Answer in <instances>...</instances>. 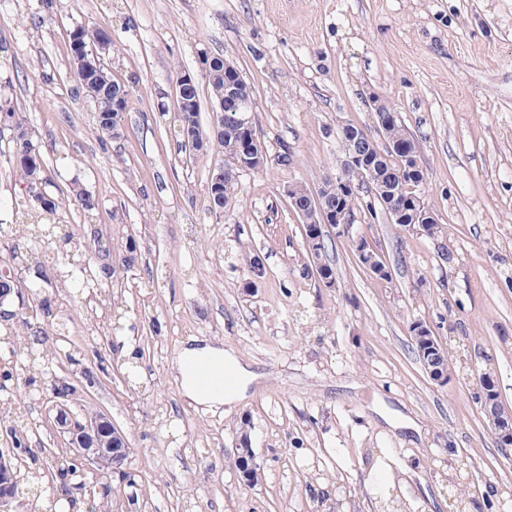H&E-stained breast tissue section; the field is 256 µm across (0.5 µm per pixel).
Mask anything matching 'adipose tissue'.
Returning <instances> with one entry per match:
<instances>
[{"label": "adipose tissue", "instance_id": "adipose-tissue-1", "mask_svg": "<svg viewBox=\"0 0 512 512\" xmlns=\"http://www.w3.org/2000/svg\"><path fill=\"white\" fill-rule=\"evenodd\" d=\"M221 367L233 372L235 381L231 386L212 381V371ZM175 371L182 396L196 410L204 413H214L241 401L249 386L258 379L257 373L233 351L197 338L181 344Z\"/></svg>", "mask_w": 512, "mask_h": 512}]
</instances>
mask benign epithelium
Instances as JSON below:
<instances>
[{
  "label": "benign epithelium",
  "instance_id": "benign-epithelium-1",
  "mask_svg": "<svg viewBox=\"0 0 512 512\" xmlns=\"http://www.w3.org/2000/svg\"><path fill=\"white\" fill-rule=\"evenodd\" d=\"M74 55L79 64V75L82 78H91L98 73V51H105L111 46V42L100 32L93 30H79L72 36ZM91 46V50H86V46ZM195 82L194 77L189 74L181 75L176 82V100L179 111L187 112L190 110L192 101L188 98V87ZM224 87L226 94L224 101L218 103L217 112H244L250 100L249 85L242 78L239 70L234 63L224 61ZM344 149L346 153V162L348 166H354L360 163L362 155L357 149L358 139L352 130H347L343 137ZM369 178L370 193L376 197H392L394 194V184L387 182L376 176L372 167L367 166L365 170H359L354 175H348V170L343 169L336 175V178L330 181V184L340 188L346 193L355 190L356 185L360 184L361 179ZM316 205H310L306 208L298 209L304 223L321 228V225L328 224L332 227L341 228V233L345 234L354 223L355 217L347 214L341 209H333L323 205L321 196L314 195ZM412 224L408 228H413L417 224L425 227L427 224H436L438 219L434 212L428 210L421 197H416L411 213ZM354 248L359 259L363 260L370 271L377 276H382L388 272V268L381 263V257L369 245L362 240L354 241ZM410 328L416 342L423 345L425 354L430 356V362L425 364V368L430 377L443 383L448 379V370L446 362L442 359L439 352L440 344L434 341L432 331L425 323L414 321ZM482 395H480L481 408L488 418L492 428L495 431L498 441L505 447L512 446V414L505 411L495 391L492 379L485 378L481 383ZM54 422L60 429V432L67 436L68 448L74 453V460L85 461L98 466L102 471L126 476V465L130 459L132 448L126 436L117 428L112 426L106 417L100 413L87 414L81 418L77 417L66 407H60L56 411ZM237 458L241 463V472L243 477H252L259 473V466L255 463L253 449L249 448V442L239 440L235 448ZM18 468L14 460L0 454V512H12V504L17 499L19 491L18 486Z\"/></svg>",
  "mask_w": 512,
  "mask_h": 512
}]
</instances>
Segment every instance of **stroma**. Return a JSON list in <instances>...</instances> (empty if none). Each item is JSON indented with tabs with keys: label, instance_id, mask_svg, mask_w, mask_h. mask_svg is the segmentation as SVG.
Masks as SVG:
<instances>
[{
	"label": "stroma",
	"instance_id": "obj_1",
	"mask_svg": "<svg viewBox=\"0 0 512 512\" xmlns=\"http://www.w3.org/2000/svg\"><path fill=\"white\" fill-rule=\"evenodd\" d=\"M104 29V66L131 91L117 137L100 140L91 99L70 65V33ZM223 55L252 87L269 161L240 173L224 216L207 183L224 156L178 147V74L194 75L197 121L216 104L203 54ZM394 110L419 147L422 195L443 228L403 231L385 212L358 213L348 235L323 230L335 284L308 270L289 184L321 186L340 171V127L377 135L375 102ZM21 113L64 197L53 221L82 245L94 290L63 277L55 245L40 271H19L1 305L0 422L27 445L17 463L20 512L43 500L89 512L88 486L109 485L120 512H455L453 459L470 461L464 512H512V447H501L475 399L474 369L494 370L512 411V0H0V109ZM0 130V264L30 246L17 203L28 192ZM289 147L288 166L276 164ZM93 196L85 214L75 191ZM365 239L391 272L358 260ZM137 260L125 266L128 244ZM450 248L452 261L441 260ZM260 257L263 272L251 267ZM112 268L111 277L99 274ZM115 300L119 313L102 306ZM425 321L448 348L450 378L430 379L409 325ZM60 354L27 385L31 332ZM234 350L260 376L247 398L211 414L183 400L173 365L189 338ZM76 393L58 395L62 383ZM100 412L133 450L126 477L61 473L67 451L53 408ZM405 416L420 432L396 429ZM260 467L247 482L234 448L242 430ZM86 489H79V482Z\"/></svg>",
	"mask_w": 512,
	"mask_h": 512
}]
</instances>
